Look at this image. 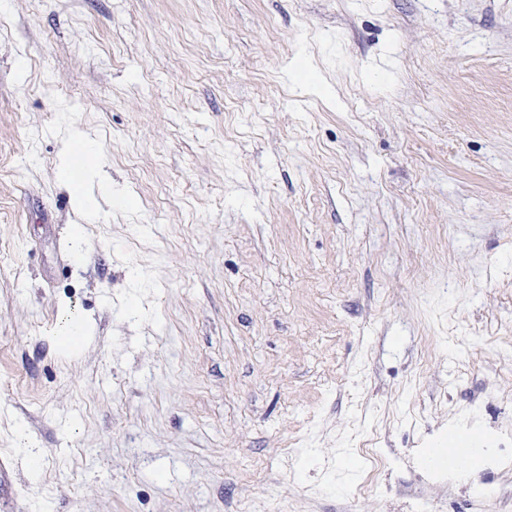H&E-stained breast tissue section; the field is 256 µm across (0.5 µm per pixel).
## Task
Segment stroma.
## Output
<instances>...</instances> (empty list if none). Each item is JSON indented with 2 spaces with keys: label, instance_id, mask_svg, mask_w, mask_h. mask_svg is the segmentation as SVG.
Segmentation results:
<instances>
[{
  "label": "stroma",
  "instance_id": "1",
  "mask_svg": "<svg viewBox=\"0 0 512 512\" xmlns=\"http://www.w3.org/2000/svg\"><path fill=\"white\" fill-rule=\"evenodd\" d=\"M0 472V512H488L512 0H7ZM103 183L104 179L100 175V170L92 168L84 178L81 192L79 193V190L77 191L76 198L78 200V211L79 213L86 215L88 221L92 220L94 215L88 208L87 203L94 199L95 190L100 191L103 187Z\"/></svg>",
  "mask_w": 512,
  "mask_h": 512
}]
</instances>
